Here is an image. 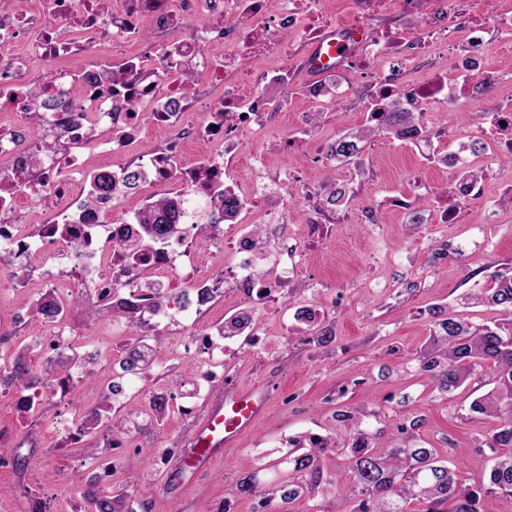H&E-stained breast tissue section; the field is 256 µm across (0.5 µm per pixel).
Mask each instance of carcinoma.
Here are the masks:
<instances>
[{
	"label": "carcinoma",
	"instance_id": "obj_1",
	"mask_svg": "<svg viewBox=\"0 0 512 512\" xmlns=\"http://www.w3.org/2000/svg\"><path fill=\"white\" fill-rule=\"evenodd\" d=\"M388 119L383 124H374L347 134L331 146V152L342 158H353L360 151V143L373 133L388 132L402 140H412L421 131L415 113L405 112L399 101L393 99L388 105ZM212 197L220 198L224 205L222 216L208 213V206L197 204L203 213L201 221L194 224L195 233L208 236L221 221H231L238 214L233 194L220 187L214 189ZM184 207L180 196L162 197L152 201L138 215L137 225L120 224L115 236L121 243L124 257L134 263L141 259L142 247L156 241H181L184 239L183 224L178 216ZM143 285L128 293L112 289L106 296L96 298V307H102L114 317H122L131 325L145 329L149 320L145 315L171 306L184 309L192 303L203 306L223 295L220 288H196V300H191L190 291L172 294L141 271ZM492 286L478 293H467L461 300L488 301L503 307L509 317L511 328L500 326H473L459 319L453 312L442 309L432 311L436 318L428 345L415 358L419 368L432 374L436 388L442 393H452L469 380L483 382L480 370L489 369L493 387L474 398L469 410L476 414H493L503 418L502 427L480 447L491 452V466L487 483L477 487L462 486L448 467L447 458L437 448L426 446L420 435L427 420L420 415L404 417L396 425L395 443L389 448H380L376 434L363 427L364 419L377 417L379 412L362 408L343 411L336 417L347 423L348 431L334 443L319 435L308 436V446H299L288 455V470L292 477L286 482H261L256 473L250 472L240 478L235 493L248 495L258 501L260 512H286L284 505L290 504L306 494L315 499L328 492L322 485L323 472L320 461L324 453L337 451L347 457L352 473L349 512H482L480 503L487 495L500 497L505 504H512V269H497L490 275ZM88 294L82 292L66 302L58 300L48 290L29 308L32 316H41L52 311L70 313L87 303ZM247 314L234 317L217 328L221 336H238L246 328ZM148 339L141 338L120 361L119 370L112 371L103 389V403L97 409L84 412L78 419L76 435L82 437L97 428L103 413L118 404L125 387L138 378L149 375L154 357L146 352ZM77 357L57 354L46 360L42 370L28 368L23 352H18L9 363L0 364V387L39 393L57 390L70 377ZM84 500L93 506L92 512H136L131 494L103 493L89 484L83 491ZM415 504L417 510L409 509Z\"/></svg>",
	"mask_w": 512,
	"mask_h": 512
}]
</instances>
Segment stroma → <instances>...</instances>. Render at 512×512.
I'll return each mask as SVG.
<instances>
[{"instance_id":"stroma-1","label":"stroma","mask_w":512,"mask_h":512,"mask_svg":"<svg viewBox=\"0 0 512 512\" xmlns=\"http://www.w3.org/2000/svg\"><path fill=\"white\" fill-rule=\"evenodd\" d=\"M499 8L486 22L491 84H471L459 104L423 106L418 122L428 139L424 146L377 134L363 142L357 158L328 162L327 151L338 137L369 122V88L346 66L335 74L348 84L346 95L329 101L304 125L301 147L284 145L301 123L293 111L272 113L262 125L225 144V186L249 192V171L240 161L255 157L268 191L281 201L283 219L272 224L265 212L246 208L219 230L232 231L240 224L259 228L266 251L240 255L219 247L191 260L179 257V288L193 287L189 273L196 265L212 282L222 283L224 294L204 306L173 312L157 342L151 376L127 389L124 410L111 412L89 441L67 431L68 398L44 396L34 410L20 415L10 404L9 391L0 389V427L13 431L6 448L11 463L0 467V512H25L15 491L19 481L45 503V512H89L82 497L88 483H99L108 493L128 482L122 467L105 471L88 456L87 442L110 440L123 441L118 456L137 453L143 459L144 476L131 495L146 502L149 512H218L232 497L237 478L255 471L264 480L287 479L284 456L290 441L310 434L339 438L345 425L337 412L358 407L378 411L374 428L382 447L389 444L399 418L423 416L424 440L457 462L461 484L486 482L491 454L477 445L502 426V419L470 412L465 389L449 398L440 395L415 358L433 327L431 307L453 306L456 315L475 325L493 327L505 320L498 306L462 307L456 300L486 287L493 270L512 267V163L498 157L482 163V198L461 204L457 223L436 220L450 180L443 157L458 149L461 134L488 129L495 112L512 107V0H501ZM465 42L464 29L449 26L447 41L411 64L406 80L427 83L452 76L454 58ZM328 179L346 195L341 204L318 213L322 235L310 247L302 238L316 214L309 201L325 200ZM416 210L423 217L419 225L411 222ZM491 210L499 214L497 223L487 221ZM242 264L265 280H278V287L266 298L247 299L224 281L225 268ZM57 275V268L31 261L16 285L0 288V333L18 334L16 343L0 346V357L12 358L21 349L34 363L42 362L38 344L26 334L28 310ZM304 305L314 310L317 323L333 329L330 345L301 341L306 326L295 314ZM243 312L252 319L255 345L222 343L214 354L216 384L190 397L197 378L195 336ZM68 320L64 345L68 353L82 356L84 372L118 364L139 334L91 304ZM254 390L263 391L266 400L236 446L218 447L196 471L160 462L158 450L193 447L207 413ZM156 394L170 397V413L160 423L153 421L150 409ZM29 440L36 443L41 461L20 476L12 460L26 455Z\"/></svg>"}]
</instances>
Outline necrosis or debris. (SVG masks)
<instances>
[{"label": "necrosis or debris", "mask_w": 512, "mask_h": 512, "mask_svg": "<svg viewBox=\"0 0 512 512\" xmlns=\"http://www.w3.org/2000/svg\"><path fill=\"white\" fill-rule=\"evenodd\" d=\"M383 4L399 10L401 27L365 37L349 60L373 84L374 111L393 95L410 111L435 99L459 101L472 82L488 81L487 30L474 17L489 0H469L453 18L447 0H43L37 12L8 0L0 7V244L46 264L68 260L64 281L75 290L133 287L115 258V213L127 195L122 159L142 161L146 193L172 190L188 207L207 201L219 208L208 186L223 180L224 162L212 144L261 125L270 110L264 87L291 80L288 52L281 66L241 82L248 49L273 30L316 42L324 35L317 18L344 5L362 18ZM451 19L468 32L466 53L454 59L456 80L406 81L407 66L428 45L423 27ZM199 78L223 83V96L187 91V81ZM36 94L45 106L34 114ZM155 129L168 134V144L140 151ZM94 154L104 164L89 166ZM101 174L115 187L92 212L87 201ZM35 198L47 217L33 236L22 220ZM62 226L86 241L82 253H67L56 233Z\"/></svg>", "instance_id": "necrosis-or-debris-1"}]
</instances>
